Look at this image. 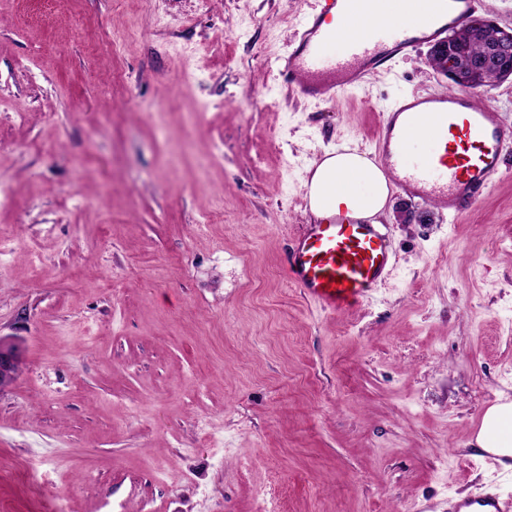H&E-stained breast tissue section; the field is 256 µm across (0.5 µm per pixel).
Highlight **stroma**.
Instances as JSON below:
<instances>
[{"label":"stroma","instance_id":"35a3bbf8","mask_svg":"<svg viewBox=\"0 0 512 512\" xmlns=\"http://www.w3.org/2000/svg\"><path fill=\"white\" fill-rule=\"evenodd\" d=\"M316 0H0V512H448L512 460V145L456 213L395 190L393 268L290 278L324 153L443 94L421 44L335 103L278 68ZM19 371L17 345L12 340L0 336V391L16 381ZM477 441L482 448H488L496 456L508 457L512 454L511 403L496 404L486 411Z\"/></svg>","mask_w":512,"mask_h":512}]
</instances>
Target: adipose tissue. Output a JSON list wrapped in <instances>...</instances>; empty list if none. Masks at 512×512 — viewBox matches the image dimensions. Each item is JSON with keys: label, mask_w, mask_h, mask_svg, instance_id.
Segmentation results:
<instances>
[{"label": "adipose tissue", "mask_w": 512, "mask_h": 512, "mask_svg": "<svg viewBox=\"0 0 512 512\" xmlns=\"http://www.w3.org/2000/svg\"><path fill=\"white\" fill-rule=\"evenodd\" d=\"M353 20L339 29L329 44L333 55H342L346 43L400 17L421 20L415 0H350ZM308 207L315 218L345 213L356 220L380 214L389 199V180L380 164L347 146L328 153L312 170L305 183ZM481 447L490 453L512 455V404L490 407L478 435Z\"/></svg>", "instance_id": "1"}]
</instances>
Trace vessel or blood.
I'll use <instances>...</instances> for the list:
<instances>
[{
	"label": "vessel or blood",
	"mask_w": 512,
	"mask_h": 512,
	"mask_svg": "<svg viewBox=\"0 0 512 512\" xmlns=\"http://www.w3.org/2000/svg\"><path fill=\"white\" fill-rule=\"evenodd\" d=\"M477 0H425L433 31L419 36L412 21L399 19L387 32L372 29L346 45L343 57L326 55L335 38V20H347V0H317L300 23L301 32L280 72L303 98L331 103L359 86L369 71L381 68L422 41H438L448 29L467 21ZM427 121L435 136L455 145L415 166L404 161L405 135ZM381 158L396 189L427 200L441 210L458 211L476 201L502 173L501 155L512 141V127L499 112L477 105L470 94L455 91L434 96L408 95L382 114L378 129ZM392 266L390 245L377 225L342 215L308 225L288 252V272L305 295L323 308L341 311L368 299Z\"/></svg>",
	"instance_id": "1"
}]
</instances>
